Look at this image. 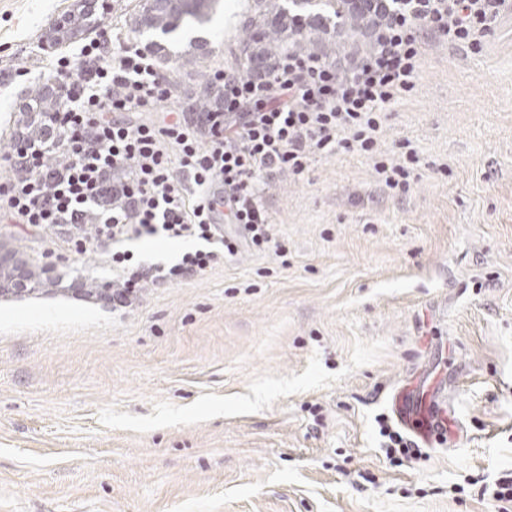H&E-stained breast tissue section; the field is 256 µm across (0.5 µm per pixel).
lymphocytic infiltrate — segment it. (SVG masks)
Segmentation results:
<instances>
[{
	"label": "lymphocytic infiltrate",
	"instance_id": "obj_1",
	"mask_svg": "<svg viewBox=\"0 0 512 512\" xmlns=\"http://www.w3.org/2000/svg\"><path fill=\"white\" fill-rule=\"evenodd\" d=\"M374 49L349 63L288 53L268 76L216 69L220 106L160 112L171 86L152 53L129 38L119 50L90 41L67 71L64 110L37 112L38 136L19 137L0 160V218L68 233L83 254L109 243L123 275L112 300L126 304L145 278L201 277L223 256L268 249L266 176L302 175L317 154L372 157L386 188L408 191L415 151L397 163L377 152L388 106L409 95L425 56L424 34L478 49L512 0H394ZM83 224L93 239L72 236ZM161 235L201 240L171 263L132 266L124 241Z\"/></svg>",
	"mask_w": 512,
	"mask_h": 512
}]
</instances>
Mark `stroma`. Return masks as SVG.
<instances>
[{"label": "stroma", "instance_id": "obj_1", "mask_svg": "<svg viewBox=\"0 0 512 512\" xmlns=\"http://www.w3.org/2000/svg\"><path fill=\"white\" fill-rule=\"evenodd\" d=\"M144 0H0V156L19 109L45 105L55 61L90 40L164 46L166 108L196 106L243 67L251 0L157 37ZM76 34L43 44L60 17ZM380 151L419 162L408 193L371 158L316 156L269 180L285 250L244 251L206 276L145 281L126 306L78 291L0 297V512H495L512 475V11L477 50L430 40ZM1 224L63 281L112 282L105 247ZM196 240L144 238L138 261ZM451 400L449 443L387 458L392 398Z\"/></svg>", "mask_w": 512, "mask_h": 512}]
</instances>
